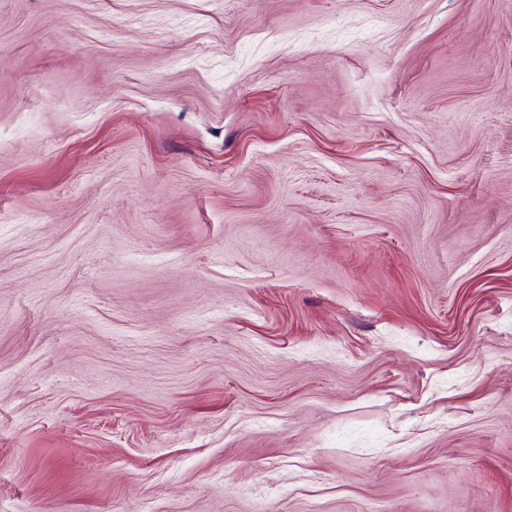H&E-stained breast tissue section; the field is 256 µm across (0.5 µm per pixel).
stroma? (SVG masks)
Returning <instances> with one entry per match:
<instances>
[{"mask_svg":"<svg viewBox=\"0 0 512 512\" xmlns=\"http://www.w3.org/2000/svg\"><path fill=\"white\" fill-rule=\"evenodd\" d=\"M0 512H512V0H0Z\"/></svg>","mask_w":512,"mask_h":512,"instance_id":"35a3bbf8","label":"stroma"}]
</instances>
